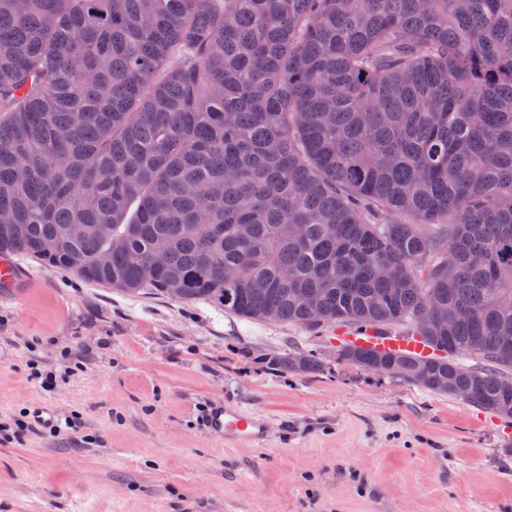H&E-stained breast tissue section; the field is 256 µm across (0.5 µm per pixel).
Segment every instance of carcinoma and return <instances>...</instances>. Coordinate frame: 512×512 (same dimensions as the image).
Returning <instances> with one entry per match:
<instances>
[{
  "label": "carcinoma",
  "instance_id": "carcinoma-1",
  "mask_svg": "<svg viewBox=\"0 0 512 512\" xmlns=\"http://www.w3.org/2000/svg\"><path fill=\"white\" fill-rule=\"evenodd\" d=\"M8 253L511 417L512 0H0Z\"/></svg>",
  "mask_w": 512,
  "mask_h": 512
}]
</instances>
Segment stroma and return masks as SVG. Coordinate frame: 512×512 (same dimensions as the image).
Returning a JSON list of instances; mask_svg holds the SVG:
<instances>
[{
  "label": "stroma",
  "instance_id": "35a3bbf8",
  "mask_svg": "<svg viewBox=\"0 0 512 512\" xmlns=\"http://www.w3.org/2000/svg\"><path fill=\"white\" fill-rule=\"evenodd\" d=\"M18 263L31 280L0 292V422L46 404L79 427L0 440V512H512V418L339 360L329 331ZM296 348L314 371L274 365ZM217 403L266 418L268 440L225 445Z\"/></svg>",
  "mask_w": 512,
  "mask_h": 512
}]
</instances>
